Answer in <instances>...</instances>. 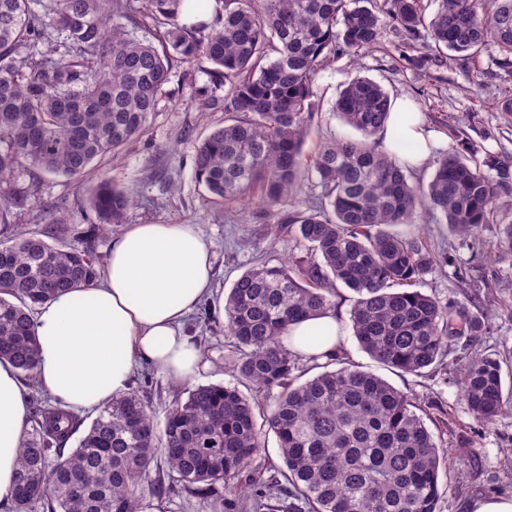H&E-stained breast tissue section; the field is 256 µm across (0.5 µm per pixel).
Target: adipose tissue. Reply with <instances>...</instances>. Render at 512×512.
Listing matches in <instances>:
<instances>
[{"label": "adipose tissue", "mask_w": 512, "mask_h": 512, "mask_svg": "<svg viewBox=\"0 0 512 512\" xmlns=\"http://www.w3.org/2000/svg\"><path fill=\"white\" fill-rule=\"evenodd\" d=\"M385 143L413 146L406 161L417 167L437 145L420 112L396 101L382 133ZM212 245L196 224H130L112 243L102 279L72 288L43 305L35 321L40 347L37 381L55 402L79 411L100 409L126 395L140 362L178 381L204 366L199 344L185 328L201 301L224 310L214 295ZM332 314L292 326L288 346L320 356L339 342ZM29 426L20 372L0 360V512L11 505L17 453Z\"/></svg>", "instance_id": "obj_1"}]
</instances>
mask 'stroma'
<instances>
[{"mask_svg": "<svg viewBox=\"0 0 512 512\" xmlns=\"http://www.w3.org/2000/svg\"><path fill=\"white\" fill-rule=\"evenodd\" d=\"M492 49L479 58H459L445 65L431 62L424 46L407 49L403 37L385 32L380 45L357 58L341 56L318 75L316 98L320 102L307 151L326 140L351 135L330 110L337 93L351 80L366 77L378 82L392 99H409L422 113L427 127L448 148L463 140L512 159V114L500 111L498 93L504 74ZM206 61L180 63L149 119L145 132L130 141L118 157L105 160L115 184L137 191L139 204L130 209L124 224H196L213 245L214 286L229 291L234 281L260 261L292 264L308 250L295 232L273 228L269 209L259 201L229 207L210 203L193 173L194 145L224 123L223 98L202 93L208 82ZM38 185V203L50 207L65 202L67 222L60 235L72 241L87 230L88 205L69 180L35 172L18 175L15 185ZM417 239L429 252L447 256L448 266L438 267L416 284L417 290L440 301L475 300L481 311L491 313L492 328L481 342L482 352L494 355L503 369H512V248L501 239L504 225L512 224V204L502 206L494 223L482 225L475 237L452 234L442 219L421 212ZM124 224L98 234L96 249L108 256ZM354 293L339 287L336 310L341 320V350L352 364L373 372L396 389L416 394L422 417L435 441L449 448L451 466L440 481L445 492L440 512H467L469 504L494 495H512V413L491 423L478 422L460 391V368L467 355L463 340H453L443 365L422 374H405L374 362L353 335L349 312ZM186 330L200 341L208 361L196 382L200 385L236 382L235 349L224 336V320L189 317ZM133 390H150L151 412L163 423L174 397L183 389L150 365H142Z\"/></svg>", "mask_w": 512, "mask_h": 512, "instance_id": "obj_1", "label": "stroma"}]
</instances>
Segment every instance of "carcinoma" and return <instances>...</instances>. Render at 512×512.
Returning a JSON list of instances; mask_svg holds the SVG:
<instances>
[{"label": "carcinoma", "instance_id": "1", "mask_svg": "<svg viewBox=\"0 0 512 512\" xmlns=\"http://www.w3.org/2000/svg\"><path fill=\"white\" fill-rule=\"evenodd\" d=\"M199 0H149L157 43L136 35L135 0H0V183L26 169L63 176L88 195L98 225L58 240L65 214H37L39 234L14 230L33 206L28 192L0 195V358L25 375L38 366L34 310L103 272L97 232L120 224L135 194L98 164L144 133L173 63L205 60L214 86H230L224 126L194 146V176L207 195L232 204L258 197L274 223L296 227L315 254L292 265L256 264L224 298V335L236 349V386L200 385L176 399L163 425L148 390L100 410L76 448L64 453L82 419L33 402L19 449L13 512H139L155 495L210 499L241 508L251 464L276 435L287 469L256 489L251 512H438L448 454L435 442L416 397L381 377L325 355L303 379V355L284 334L336 310L341 283L356 297L353 335L376 362L409 374L440 365L449 342L469 350L461 389L475 418L512 413L500 361L479 350L490 318L411 288L437 260L417 238L392 231L419 211L471 237L494 221L512 194V162L466 143L435 160L431 180L411 181L398 141L381 150L391 100L358 78L332 105L360 137L304 147L315 120V83L331 60L376 48L387 28L414 42L428 30L432 59L476 57L488 44L512 77V0H215L211 15L185 21ZM431 14H426L430 5ZM319 204L292 209L304 182ZM274 402L257 419L258 398ZM157 479L144 487L150 471Z\"/></svg>", "mask_w": 512, "mask_h": 512}]
</instances>
